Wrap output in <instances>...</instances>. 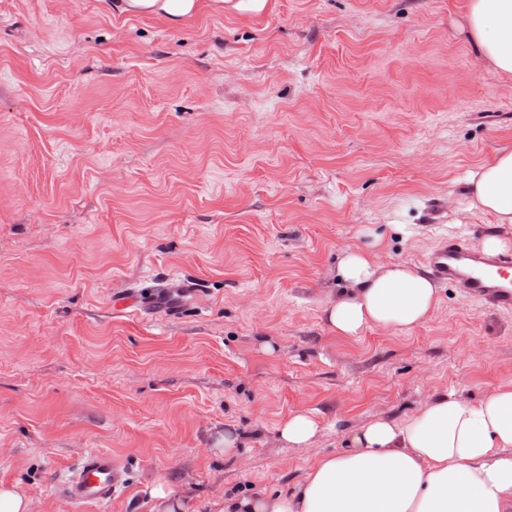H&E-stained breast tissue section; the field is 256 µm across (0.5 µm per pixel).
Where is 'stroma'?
Masks as SVG:
<instances>
[{
	"label": "stroma",
	"instance_id": "1",
	"mask_svg": "<svg viewBox=\"0 0 512 512\" xmlns=\"http://www.w3.org/2000/svg\"><path fill=\"white\" fill-rule=\"evenodd\" d=\"M109 0H0V483L32 512H148L300 481L350 431L435 393L512 384V313L440 287L407 331L339 336L343 251L422 266L465 180L512 147V78L465 40L459 0H267L179 25ZM140 291L146 316L115 302ZM324 434L283 448L277 423ZM232 427L238 454L215 440ZM127 473L111 503L65 483ZM317 420L306 412L288 414L276 427L277 440L295 448H311L323 434ZM124 481L123 472L112 455L88 453L70 477L68 495L75 503L104 505L112 501Z\"/></svg>",
	"mask_w": 512,
	"mask_h": 512
}]
</instances>
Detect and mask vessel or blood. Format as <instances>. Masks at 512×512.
I'll list each match as a JSON object with an SVG mask.
<instances>
[{
    "label": "vessel or blood",
    "mask_w": 512,
    "mask_h": 512,
    "mask_svg": "<svg viewBox=\"0 0 512 512\" xmlns=\"http://www.w3.org/2000/svg\"><path fill=\"white\" fill-rule=\"evenodd\" d=\"M429 275L458 288L465 297L512 312V255H489L458 238L442 239L425 257ZM124 485L120 466L110 454H86L68 485L71 501L104 505Z\"/></svg>",
    "instance_id": "obj_1"
}]
</instances>
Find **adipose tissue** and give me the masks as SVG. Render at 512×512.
<instances>
[{
    "label": "adipose tissue",
    "instance_id": "obj_1",
    "mask_svg": "<svg viewBox=\"0 0 512 512\" xmlns=\"http://www.w3.org/2000/svg\"><path fill=\"white\" fill-rule=\"evenodd\" d=\"M224 0H112L116 16L144 13L171 23L223 8ZM463 32L495 71L512 75V0H461ZM469 211L512 224V148L469 172ZM336 274L343 288L327 299L329 329L356 336L371 327L409 330L430 319L437 284L406 262L382 263L375 251L346 250ZM278 441L309 448L322 435L309 413L288 414ZM149 512H512V384L480 401L450 391L395 421L373 418L341 452L317 458L290 491L233 493L197 501L190 489L156 481Z\"/></svg>",
    "mask_w": 512,
    "mask_h": 512
}]
</instances>
